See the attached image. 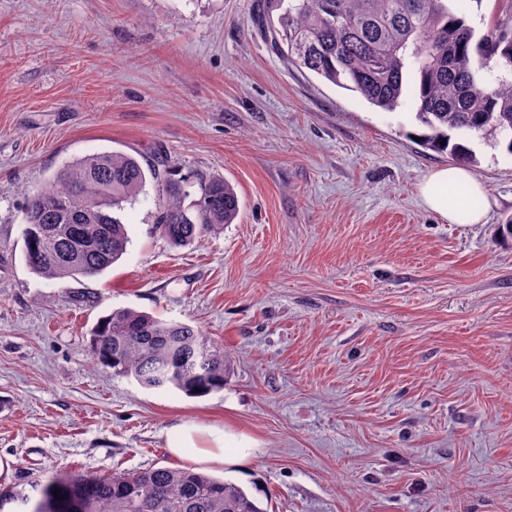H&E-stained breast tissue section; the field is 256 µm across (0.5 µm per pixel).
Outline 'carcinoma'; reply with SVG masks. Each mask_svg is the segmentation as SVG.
<instances>
[{"label": "carcinoma", "mask_w": 512, "mask_h": 512, "mask_svg": "<svg viewBox=\"0 0 512 512\" xmlns=\"http://www.w3.org/2000/svg\"><path fill=\"white\" fill-rule=\"evenodd\" d=\"M277 11L274 44L287 61L392 111L416 75L420 143L475 166L466 142L478 139L512 156V77L479 73L512 68V16L476 36L453 0H269ZM156 192L157 230L183 247L232 224L240 211L220 175L187 180L164 160L144 164L120 151L94 152L58 169L32 193L24 213L23 259L35 275L95 277L125 253L128 235L114 216L147 183ZM94 364L150 389L199 398L224 389L231 359L202 331L133 309L100 317L91 331ZM59 495H54V492ZM263 512L240 487L191 468H148L108 476L56 475L31 489L0 484L8 504L28 512Z\"/></svg>", "instance_id": "obj_1"}]
</instances>
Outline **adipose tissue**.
Listing matches in <instances>:
<instances>
[{"instance_id": "obj_1", "label": "adipose tissue", "mask_w": 512, "mask_h": 512, "mask_svg": "<svg viewBox=\"0 0 512 512\" xmlns=\"http://www.w3.org/2000/svg\"><path fill=\"white\" fill-rule=\"evenodd\" d=\"M462 191L481 196L485 186L461 166L436 168L420 185L426 206L449 223H482V211L461 208L458 194ZM177 431L176 441L168 445L169 454L197 466L241 470L247 468L258 452L253 439L230 429L184 422L178 424Z\"/></svg>"}]
</instances>
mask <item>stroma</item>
<instances>
[{
    "instance_id": "obj_1",
    "label": "stroma",
    "mask_w": 512,
    "mask_h": 512,
    "mask_svg": "<svg viewBox=\"0 0 512 512\" xmlns=\"http://www.w3.org/2000/svg\"><path fill=\"white\" fill-rule=\"evenodd\" d=\"M412 96L395 110L289 65L257 0H0V483L179 467L172 427L259 443L215 470L264 512H512V156L472 140L483 223L419 185ZM122 151L219 174L234 223L173 246L146 186L103 274H32V190ZM201 329L234 361L188 398L94 365L100 316Z\"/></svg>"
}]
</instances>
